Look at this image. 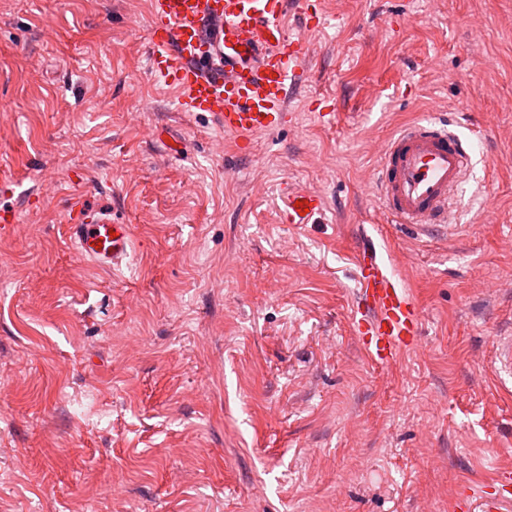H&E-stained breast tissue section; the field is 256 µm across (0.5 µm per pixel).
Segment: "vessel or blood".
<instances>
[{"label":"vessel or blood","mask_w":512,"mask_h":512,"mask_svg":"<svg viewBox=\"0 0 512 512\" xmlns=\"http://www.w3.org/2000/svg\"><path fill=\"white\" fill-rule=\"evenodd\" d=\"M149 8L152 72L176 88L178 112L205 113L235 136L242 154L254 136L292 121L290 97L307 73L310 54L305 39L289 35L284 17L290 10L307 16V0H149ZM469 158V142L449 129L447 118L406 123L383 149L376 190L412 235H430L447 224ZM283 194L281 223L319 222V193L290 184ZM69 215L68 238L79 257L109 270L127 263L134 247L131 225L79 197L71 200ZM353 261L355 340L374 365L390 366L418 344L422 312L375 246H361ZM489 365L500 381L512 378V334L494 338ZM497 481L496 491L458 493L455 512H504L512 505V473L501 472Z\"/></svg>","instance_id":"vessel-or-blood-1"}]
</instances>
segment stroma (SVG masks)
I'll return each instance as SVG.
<instances>
[{
	"instance_id": "35a3bbf8",
	"label": "stroma",
	"mask_w": 512,
	"mask_h": 512,
	"mask_svg": "<svg viewBox=\"0 0 512 512\" xmlns=\"http://www.w3.org/2000/svg\"><path fill=\"white\" fill-rule=\"evenodd\" d=\"M315 3L293 121L240 155L155 81L148 0H0V512H450L512 471V0ZM438 114L472 167L416 239L375 178ZM287 183L318 223H280ZM77 193L132 225L123 269L77 259ZM369 241L423 313L384 368L349 323ZM489 365L501 382L512 377V333L494 337Z\"/></svg>"
}]
</instances>
